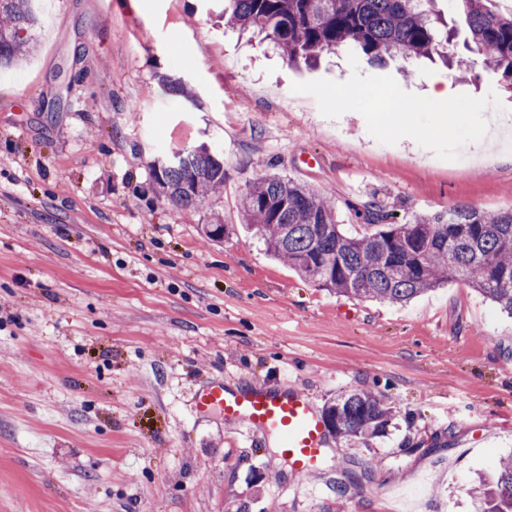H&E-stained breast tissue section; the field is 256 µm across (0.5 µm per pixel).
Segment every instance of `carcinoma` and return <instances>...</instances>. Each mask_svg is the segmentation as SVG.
<instances>
[{"mask_svg": "<svg viewBox=\"0 0 512 512\" xmlns=\"http://www.w3.org/2000/svg\"><path fill=\"white\" fill-rule=\"evenodd\" d=\"M33 0H0V63L16 62L32 42ZM226 25L262 36L289 62L309 64L352 48L370 64L390 58L448 59V34L436 24L434 0H227ZM478 59L512 88V7L500 0H459ZM158 198L193 212L224 186V153L189 147L150 173ZM265 250L301 277L348 298L407 303L449 281H463L512 315V208L487 215L472 205L400 224L379 204L361 213L373 230L348 235L336 206L312 185L276 174L259 178L239 202ZM379 395L356 391L323 410L332 434L367 441L390 423ZM483 512H512V463H500L484 490Z\"/></svg>", "mask_w": 512, "mask_h": 512, "instance_id": "cac0c4a2", "label": "carcinoma"}]
</instances>
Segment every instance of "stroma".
<instances>
[{"label": "stroma", "instance_id": "35a3bbf8", "mask_svg": "<svg viewBox=\"0 0 512 512\" xmlns=\"http://www.w3.org/2000/svg\"><path fill=\"white\" fill-rule=\"evenodd\" d=\"M222 9L37 0L31 54L0 67V512H480V477L512 457V318L460 282L403 305L336 295L270 259L237 205L277 173L332 196L352 235L373 200L400 223L510 209L512 92L426 58L297 66ZM204 143L223 191L162 204L154 160ZM214 379L320 407L368 390L392 418L301 479L193 410Z\"/></svg>", "mask_w": 512, "mask_h": 512}]
</instances>
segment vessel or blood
Masks as SVG:
<instances>
[{"label":"vessel or blood","instance_id":"b4317fda","mask_svg":"<svg viewBox=\"0 0 512 512\" xmlns=\"http://www.w3.org/2000/svg\"><path fill=\"white\" fill-rule=\"evenodd\" d=\"M197 412L219 408L248 433H262L284 454L298 476L316 471L330 446V434L308 395L295 385L271 391L262 384H208L194 397Z\"/></svg>","mask_w":512,"mask_h":512}]
</instances>
